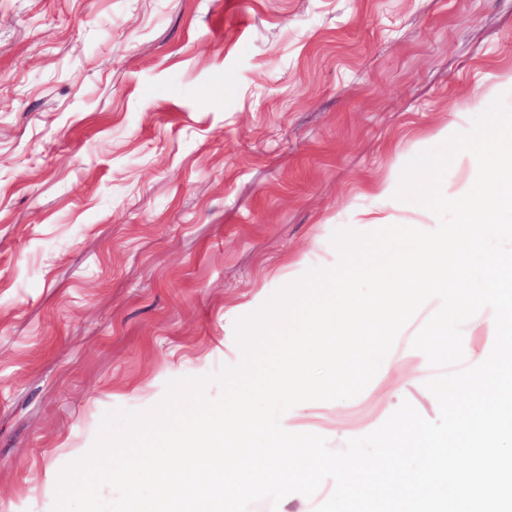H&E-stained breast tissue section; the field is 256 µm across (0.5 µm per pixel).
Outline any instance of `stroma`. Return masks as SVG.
Listing matches in <instances>:
<instances>
[{"instance_id": "1", "label": "stroma", "mask_w": 512, "mask_h": 512, "mask_svg": "<svg viewBox=\"0 0 512 512\" xmlns=\"http://www.w3.org/2000/svg\"><path fill=\"white\" fill-rule=\"evenodd\" d=\"M512 105V0H0V512H52L104 412L240 363L235 322L309 268L405 163ZM409 354L355 398L304 403L343 449L410 402Z\"/></svg>"}]
</instances>
